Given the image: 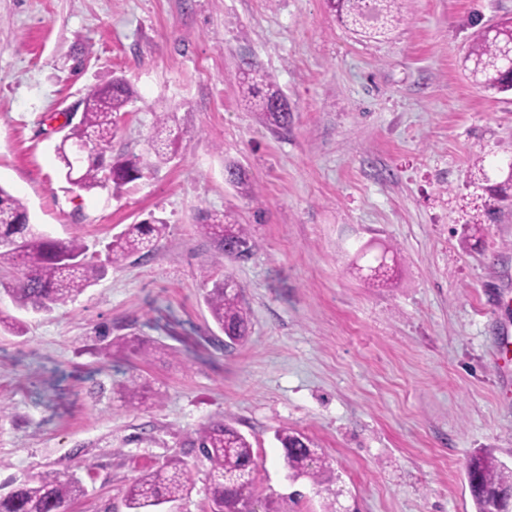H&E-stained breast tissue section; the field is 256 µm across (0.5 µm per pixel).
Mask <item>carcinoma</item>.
<instances>
[{
	"label": "carcinoma",
	"mask_w": 512,
	"mask_h": 512,
	"mask_svg": "<svg viewBox=\"0 0 512 512\" xmlns=\"http://www.w3.org/2000/svg\"><path fill=\"white\" fill-rule=\"evenodd\" d=\"M399 0H325L329 11L344 25L361 29L368 36L385 37L398 22ZM512 18L480 29L466 58L483 62L471 71L475 81L487 91L512 90ZM245 107L262 115L271 130L288 127L290 112L285 97L273 77L260 69H249L237 76ZM132 91L120 77L91 90L84 99L81 119L66 134L68 142L85 141L89 153L75 160L69 146L56 147L64 178H76L77 188L90 191L111 185L120 188L143 177V171L168 160L177 140L168 116L156 117L154 135L147 159L129 158L105 163L120 114L126 112ZM166 221L158 218L129 224L107 246V261L121 263L145 254L165 236ZM204 234L216 243L218 259H237L249 254L252 243L248 228L229 212L206 213L202 217ZM0 259L7 260L22 278L7 288L16 307L47 312L54 306L74 301L104 274V266L87 258V247L77 237L52 239L28 224L23 201L0 187ZM205 304L224 332L228 345L247 335L248 318L241 290L228 288L224 281L213 283L204 296ZM276 440L284 451V461L295 476H305L315 484L330 481L331 467L318 456V449L302 433L282 428ZM196 442L210 465V512H254V491L261 480L248 438L222 420L197 432ZM476 512H495V494L512 487V468L496 456L482 451L468 464ZM190 471L177 463H166L148 470L125 489L128 512H156L157 506L184 499L190 490ZM87 489L75 474L46 472L28 478L10 492L0 495V512H57L84 497Z\"/></svg>",
	"instance_id": "1"
}]
</instances>
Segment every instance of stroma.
<instances>
[{
  "mask_svg": "<svg viewBox=\"0 0 512 512\" xmlns=\"http://www.w3.org/2000/svg\"><path fill=\"white\" fill-rule=\"evenodd\" d=\"M512 0H405L389 38L341 26L323 0H0V186L95 261L155 215V250L109 267L75 301L18 309L0 291V493L25 477L87 480L72 512H127L124 490L172 460L191 471L173 512H209V464L190 439L226 420L263 466L279 512H475L466 466L512 461V204L476 217L479 156L512 159V94L477 87L473 32ZM272 74L293 118L269 130L235 80ZM123 76L136 97L112 158L145 155L168 113L175 155L120 192L65 181L64 114ZM249 189L226 179L229 163ZM234 212L254 247L215 265L200 228ZM387 252L369 276L360 248ZM231 275L249 333L233 346L203 302ZM24 335L9 333L13 320ZM140 339L147 354L111 341ZM140 376L139 404L120 389ZM308 436L334 471L292 478L275 433Z\"/></svg>",
  "mask_w": 512,
  "mask_h": 512,
  "instance_id": "1",
  "label": "stroma"
}]
</instances>
